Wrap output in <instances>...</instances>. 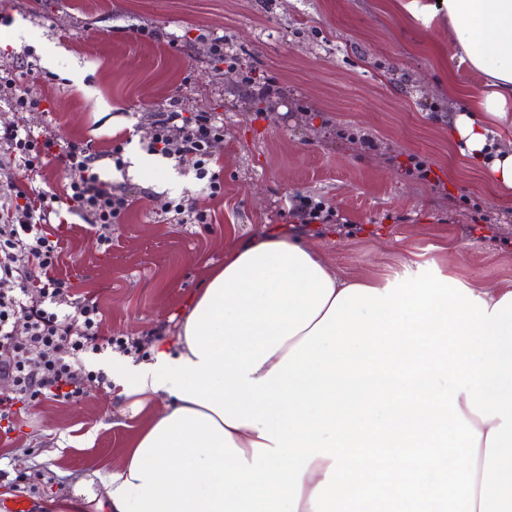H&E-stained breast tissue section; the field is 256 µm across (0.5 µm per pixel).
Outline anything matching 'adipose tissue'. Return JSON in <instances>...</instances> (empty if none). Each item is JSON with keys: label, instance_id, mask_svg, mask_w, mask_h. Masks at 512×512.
<instances>
[{"label": "adipose tissue", "instance_id": "ef3b65f1", "mask_svg": "<svg viewBox=\"0 0 512 512\" xmlns=\"http://www.w3.org/2000/svg\"><path fill=\"white\" fill-rule=\"evenodd\" d=\"M439 16L478 91L461 153L512 195V0H406ZM164 397L103 479L109 512H512V286L340 281L278 235L233 246L153 363Z\"/></svg>", "mask_w": 512, "mask_h": 512}]
</instances>
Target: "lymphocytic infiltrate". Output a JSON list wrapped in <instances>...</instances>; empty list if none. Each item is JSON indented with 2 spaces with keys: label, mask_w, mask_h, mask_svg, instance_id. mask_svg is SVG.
I'll return each instance as SVG.
<instances>
[{
  "label": "lymphocytic infiltrate",
  "mask_w": 512,
  "mask_h": 512,
  "mask_svg": "<svg viewBox=\"0 0 512 512\" xmlns=\"http://www.w3.org/2000/svg\"><path fill=\"white\" fill-rule=\"evenodd\" d=\"M16 69L0 67V102L18 112L39 111L41 101L23 84ZM142 142L148 154L188 165L203 190L224 192L222 171L213 163L224 147V122L212 112L183 113L177 104L152 113ZM58 161L66 182L62 192L42 186L47 159ZM100 156L90 145L62 142L48 127L0 128V169L21 171L23 181H8L0 197V434L16 428L21 409L49 399L79 403L87 383L111 387L108 375L91 363L100 354L102 312L94 297L78 294L57 273L59 240L55 219L68 211L96 227L103 245L112 226L133 205L132 193L101 176ZM37 367H30V353Z\"/></svg>",
  "instance_id": "obj_1"
}]
</instances>
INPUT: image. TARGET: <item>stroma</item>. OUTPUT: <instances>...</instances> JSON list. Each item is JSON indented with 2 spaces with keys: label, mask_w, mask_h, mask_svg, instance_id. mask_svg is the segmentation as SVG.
Listing matches in <instances>:
<instances>
[{
  "label": "stroma",
  "mask_w": 512,
  "mask_h": 512,
  "mask_svg": "<svg viewBox=\"0 0 512 512\" xmlns=\"http://www.w3.org/2000/svg\"><path fill=\"white\" fill-rule=\"evenodd\" d=\"M0 64L29 56L42 111L0 105V126L44 122L90 144L113 184L144 190L112 246L78 215L62 226L57 270L97 297L102 333L176 346L180 327L231 245L275 231L300 239L343 281L422 280L469 288L512 283V196L462 155L448 116L478 90L453 58L448 21H416L402 0H0ZM163 38L132 37L135 25ZM222 36L235 70H214L209 39ZM275 81L276 109L239 93L244 77ZM177 102L224 119L217 164L224 194L200 192L192 171L158 158L141 175L115 169L113 142L140 149L148 113ZM425 160L430 180L409 170ZM325 201V224H299L296 197ZM183 197L205 224H167L157 203ZM77 404L43 401L0 441V506L27 497L30 512H71L82 482L101 490L149 417L118 388L87 385Z\"/></svg>",
  "instance_id": "obj_1"
}]
</instances>
